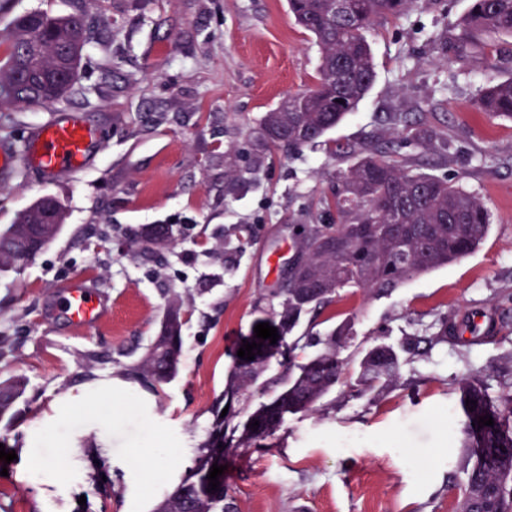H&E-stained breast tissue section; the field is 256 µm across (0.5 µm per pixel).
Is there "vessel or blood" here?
Returning a JSON list of instances; mask_svg holds the SVG:
<instances>
[{
	"mask_svg": "<svg viewBox=\"0 0 512 512\" xmlns=\"http://www.w3.org/2000/svg\"><path fill=\"white\" fill-rule=\"evenodd\" d=\"M103 146L101 130L79 114H62L35 127L26 142L25 160L44 178L57 179L82 170ZM62 309L79 329L103 324L107 314L99 295L72 287L61 296Z\"/></svg>",
	"mask_w": 512,
	"mask_h": 512,
	"instance_id": "vessel-or-blood-1",
	"label": "vessel or blood"
}]
</instances>
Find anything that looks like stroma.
Segmentation results:
<instances>
[{
	"label": "stroma",
	"instance_id": "stroma-1",
	"mask_svg": "<svg viewBox=\"0 0 512 512\" xmlns=\"http://www.w3.org/2000/svg\"><path fill=\"white\" fill-rule=\"evenodd\" d=\"M469 8L420 0L366 31L376 77L355 112L324 143L276 153L251 173L262 115L312 87L318 69V47L287 0H11L0 36L13 15L41 9L83 13L103 39L86 46L72 101L9 109L0 136L15 145L54 115L79 112L105 144L74 175L47 181L21 165L0 183V231L44 196L65 214L31 263L0 272V330L19 335L0 356V380L27 381L14 419L0 422V443L17 454L0 475V512H152L194 467L233 354L273 322L266 297L285 278L299 225L334 220L320 204L343 167L331 145L372 141L459 178L487 204L490 232L474 253L387 295L343 289L304 331L322 337L353 318L352 370L373 339L400 343L444 314L482 313L483 339L408 357L411 386L380 401L335 390L324 411L290 415L259 447L229 455L224 481L240 512H294L297 501L308 512H455L459 379L480 373L498 394V358L512 340V120L474 106L489 83L512 78V38L466 41ZM445 41L449 51L435 52ZM390 112L420 113V137L385 122ZM228 164L244 172L229 192ZM151 224L188 227L165 261L130 244ZM245 224L255 236L242 247ZM75 281L108 305L103 325L77 331L63 316L57 292ZM174 294L185 351L154 394L125 371ZM37 431L38 448L25 453Z\"/></svg>",
	"mask_w": 512,
	"mask_h": 512
}]
</instances>
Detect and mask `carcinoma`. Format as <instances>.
<instances>
[{
  "label": "carcinoma",
  "mask_w": 512,
  "mask_h": 512,
  "mask_svg": "<svg viewBox=\"0 0 512 512\" xmlns=\"http://www.w3.org/2000/svg\"><path fill=\"white\" fill-rule=\"evenodd\" d=\"M418 0H347L346 16L330 10L329 0H288L295 23L315 38L320 64L315 83L291 94L260 122L259 147L272 153L317 143L343 122L371 89L375 64L364 31L377 22L396 19ZM462 26L469 37H512V0H472ZM91 31L82 13L56 16L45 11L15 16L0 39V110L21 104L54 105L75 93L81 55L74 42L88 43ZM475 108L492 117L512 120V80L483 89ZM347 163L336 176V190L324 197V209L336 222L307 226L297 253L302 271L272 290V309L286 339L280 389L258 404L242 426L230 425L242 397L253 389L266 368L263 356L237 359L224 393L214 402L208 438L195 467L154 506L153 512H239L224 477L209 490L212 465L224 464L231 448H250L278 428L290 414L321 410L322 400L338 387L371 401L382 398L401 382L403 355L421 347L465 341V329L454 318L439 317L421 336H407L400 347L374 341L359 369L350 373L343 352L354 336L352 319H344L321 340L322 348L298 360L312 336H296L303 316H318L345 288H359L379 297L406 281L473 252L490 230V212L476 194L446 177L419 171L414 162L393 159L379 146L333 149ZM58 204L36 201L0 232V271L19 270L42 243L30 233L32 224H60ZM178 229L153 224L141 236L142 249L157 253L170 248ZM182 304L169 302L160 330L142 358L129 369L141 385L159 392L179 372L184 354ZM21 379L0 381V419L25 393ZM459 428L455 437L464 450V479L458 487L456 512H512V384L494 398L482 377L469 374L460 381ZM477 404L470 408L466 400ZM226 416H221L223 409ZM489 415L494 425L476 426ZM259 426L252 427V423Z\"/></svg>",
  "instance_id": "cac0c4a2"
}]
</instances>
